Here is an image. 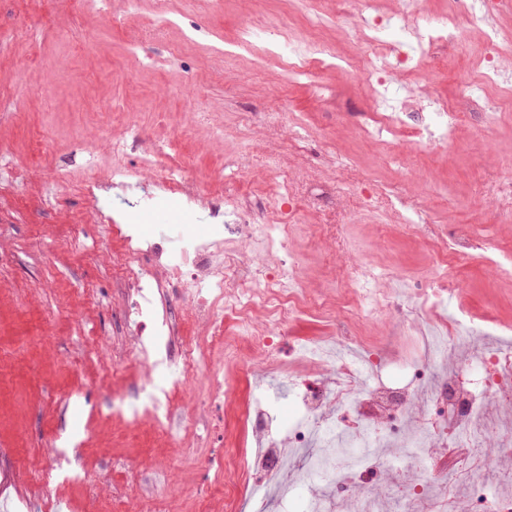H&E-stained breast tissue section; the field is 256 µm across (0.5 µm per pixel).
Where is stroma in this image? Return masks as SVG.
Masks as SVG:
<instances>
[{"instance_id":"1","label":"stroma","mask_w":512,"mask_h":512,"mask_svg":"<svg viewBox=\"0 0 512 512\" xmlns=\"http://www.w3.org/2000/svg\"><path fill=\"white\" fill-rule=\"evenodd\" d=\"M155 9L156 0H103L96 14L79 11L74 0H0V85L19 92L16 108L0 114V474L20 481L0 488V512H141L153 500L171 502L176 512H224V441L250 445L239 416L251 387L228 401L198 396L223 384V347L210 349L195 382L181 384L170 358L174 339L146 308L139 320L147 353H134L127 344L131 293L119 280L111 224L87 199L46 180L50 169L76 176L92 164L111 192L112 138L102 111L114 105L141 113L140 132L127 136L129 165L176 135L181 163L203 185L275 193L276 179L260 169L240 179L234 160L245 143L235 115L280 110L312 120L304 153H289L261 118L245 145L255 156L279 147L285 164L301 169L303 198L317 197L332 180L327 158L338 149L355 157L344 175L350 185L400 176L380 166V147L358 144L347 123L348 113L371 107L366 83L343 70L283 82L278 66L262 65L260 42L224 58L246 14L243 0H166L170 25L143 34ZM21 28L39 44V62L11 43ZM483 28V19L471 20L465 47L447 48L439 95L460 98L484 52ZM460 100L471 121L434 159L429 182L412 184L431 204L475 201L499 159L512 154V122L494 118L484 102ZM188 112L208 113V125L184 127ZM48 123L59 137L32 159V136ZM344 232L351 260L409 280L429 273L425 249L396 233L380 239L377 221L353 222ZM457 276L450 307L469 308L487 324L512 322V292L494 288L488 267L475 261ZM335 329L326 319L299 317L277 338L279 362L292 363L301 339ZM369 330L389 374L418 358L409 321L386 314ZM187 411L198 416L194 426L183 423Z\"/></svg>"}]
</instances>
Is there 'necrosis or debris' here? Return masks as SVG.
<instances>
[{"label":"necrosis or debris","mask_w":512,"mask_h":512,"mask_svg":"<svg viewBox=\"0 0 512 512\" xmlns=\"http://www.w3.org/2000/svg\"><path fill=\"white\" fill-rule=\"evenodd\" d=\"M337 17L346 19L358 45L357 55L337 57L322 38L305 42H272L270 53L289 76L306 77L337 60L360 80L373 85L377 98L372 111L351 116L362 144L406 136L407 150L385 155L386 164L403 173L417 171L418 155L453 141L469 115L458 100L431 91L441 44H464L467 19L481 17L485 56L478 76L466 81L463 94L476 99L511 68L500 53V32L491 20L505 7L503 0H447L445 11L422 16L418 0H398L394 15L385 16L375 0H336ZM399 35L389 46V30ZM176 139L155 146L138 167L122 162L124 139L112 141V163L120 181L119 194L99 195L100 175L86 168L67 180L70 192L87 198L104 218L113 210L127 217L148 209L156 191L175 194L184 207L202 212L223 234L201 239L180 237L178 248L155 242L133 246L127 225L112 226L122 243V279L134 288H180L197 301L184 315L188 324L206 322L207 336H183L179 362L184 380L199 374L206 351L224 347L225 395H234L239 380L259 384L263 369L243 363L239 340H247L265 360L276 359L277 335L289 322L306 314L332 318V335L297 343L299 362L328 368L318 380L296 381L292 396L299 416L290 429H281L271 406L254 397L240 420L253 447L252 454L224 451L225 512H268L276 497L284 512H431L440 491L468 484L481 499L484 512H512V470L492 466V459L512 458V342L495 339L478 348V324L465 308L449 317L422 320L427 308L448 300V271L478 259L498 280L512 282V249L481 234L476 225L444 223L416 194L374 180L351 190L340 179L352 167L344 153L335 156L338 173L330 187L345 218L361 219L388 212L398 233L416 239L426 249L430 276L381 289L393 279L390 269L344 260L348 244L339 225L306 224L298 196L296 174L283 169L280 153L267 151L257 164L276 176L278 197L259 206L249 193L202 189L189 178L172 154ZM149 185H141L143 172ZM141 185L140 194L123 190ZM305 238L328 245L332 273L323 288L311 290L300 276L304 254L295 242ZM395 310L418 321L421 357L411 379L384 376L385 362L374 350L362 322ZM232 324L234 335L224 333ZM459 449L448 459V449Z\"/></svg>","instance_id":"1"}]
</instances>
